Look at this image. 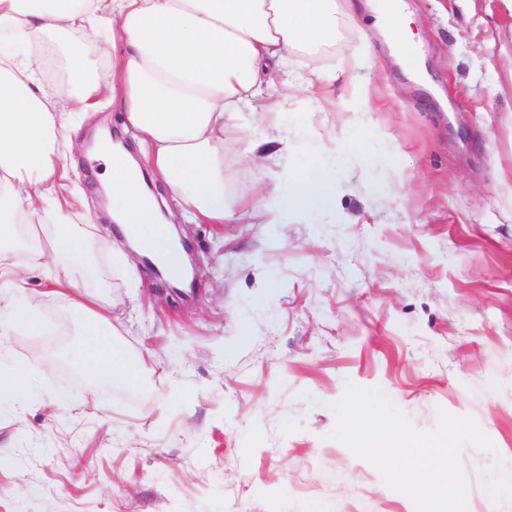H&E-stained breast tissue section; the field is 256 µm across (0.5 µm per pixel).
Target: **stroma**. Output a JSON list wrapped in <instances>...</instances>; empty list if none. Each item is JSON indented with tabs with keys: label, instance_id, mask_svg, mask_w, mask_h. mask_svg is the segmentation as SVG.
Returning a JSON list of instances; mask_svg holds the SVG:
<instances>
[{
	"label": "stroma",
	"instance_id": "35a3bbf8",
	"mask_svg": "<svg viewBox=\"0 0 512 512\" xmlns=\"http://www.w3.org/2000/svg\"><path fill=\"white\" fill-rule=\"evenodd\" d=\"M420 50L389 51L370 13L339 16L320 51L336 106L294 99L264 134L330 160L336 203L279 224H186L197 279L130 277L91 145L132 139L118 106L87 113L61 155L79 197L65 221L95 248L70 264L109 308L135 384L92 383L78 316L46 293L47 256L17 260L40 328L0 335V512H417L336 438L349 387L419 433L468 417L467 512H512V6L405 0ZM371 87V109L359 103Z\"/></svg>",
	"mask_w": 512,
	"mask_h": 512
}]
</instances>
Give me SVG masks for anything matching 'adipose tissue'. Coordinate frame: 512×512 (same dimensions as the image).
I'll return each mask as SVG.
<instances>
[{"label": "adipose tissue", "instance_id": "1", "mask_svg": "<svg viewBox=\"0 0 512 512\" xmlns=\"http://www.w3.org/2000/svg\"><path fill=\"white\" fill-rule=\"evenodd\" d=\"M357 8L356 0H0V252L9 248L18 224L61 261L90 249V241L62 221L70 201L59 194L64 176L57 143L62 131L80 126L84 113L97 107L98 70L111 38L122 47L112 68V100L185 218L235 224L256 216L273 224L279 215L267 201L283 189L288 210L333 202L329 171L311 160L293 162L284 178L227 197L224 150L240 146L255 167L267 168L275 152L264 148L262 137L243 136L239 113L255 111L261 127L300 96L316 111L333 107L321 91L318 66H311L309 77H285L288 52L330 44L337 15ZM86 32L99 38L97 47L79 41ZM49 41L70 72L50 89L42 82ZM98 154L110 165L104 190L113 222L136 254L181 278L183 263L169 261L181 248L140 165L108 139L99 142ZM47 200L52 209H43ZM68 297L87 339L113 335L109 311L96 297ZM84 361L97 377L118 384L138 377L112 344L86 350Z\"/></svg>", "mask_w": 512, "mask_h": 512}]
</instances>
